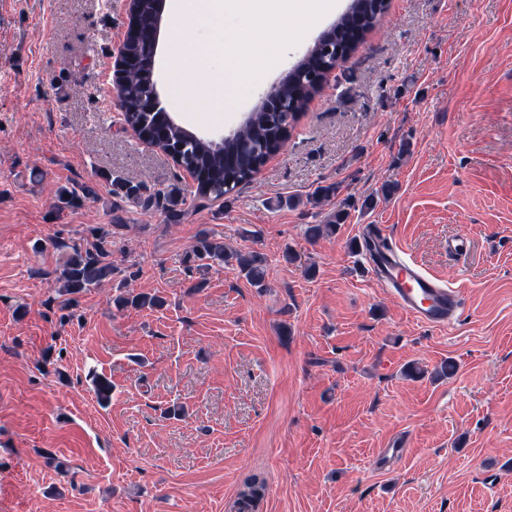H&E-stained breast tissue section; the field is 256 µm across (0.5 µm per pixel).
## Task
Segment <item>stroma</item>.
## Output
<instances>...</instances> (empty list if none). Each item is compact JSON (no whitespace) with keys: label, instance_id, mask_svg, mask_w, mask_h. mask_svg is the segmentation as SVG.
I'll use <instances>...</instances> for the list:
<instances>
[{"label":"stroma","instance_id":"1","mask_svg":"<svg viewBox=\"0 0 512 512\" xmlns=\"http://www.w3.org/2000/svg\"><path fill=\"white\" fill-rule=\"evenodd\" d=\"M349 4L226 111H184L159 51L168 112L234 131ZM127 26L128 0H0V512H229L255 481L257 512H512V0H388L287 147L218 200L126 129ZM122 182L177 194L180 223ZM77 184L95 198L57 210ZM366 224L463 288L452 327L366 278ZM106 226L136 280L60 293L68 245ZM205 234L263 254V287L190 262ZM130 287L165 306L115 307Z\"/></svg>","mask_w":512,"mask_h":512}]
</instances>
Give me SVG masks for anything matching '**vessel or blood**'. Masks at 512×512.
Wrapping results in <instances>:
<instances>
[{"label":"vessel or blood","instance_id":"1","mask_svg":"<svg viewBox=\"0 0 512 512\" xmlns=\"http://www.w3.org/2000/svg\"><path fill=\"white\" fill-rule=\"evenodd\" d=\"M359 248L368 258L374 281L387 288L412 318L438 328L454 323L463 302L461 289L444 286L422 270L379 226L367 227Z\"/></svg>","mask_w":512,"mask_h":512}]
</instances>
